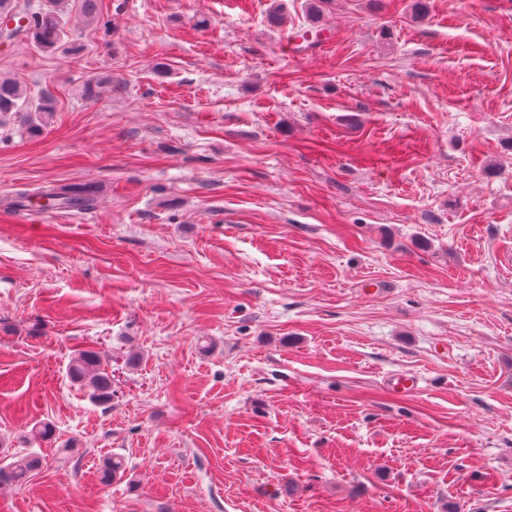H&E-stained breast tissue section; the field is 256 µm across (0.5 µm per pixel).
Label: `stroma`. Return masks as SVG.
<instances>
[{
	"instance_id": "stroma-1",
	"label": "stroma",
	"mask_w": 512,
	"mask_h": 512,
	"mask_svg": "<svg viewBox=\"0 0 512 512\" xmlns=\"http://www.w3.org/2000/svg\"><path fill=\"white\" fill-rule=\"evenodd\" d=\"M411 3L331 0L302 53L306 0L0 44L56 103L0 129V459L46 458L0 512H512V0ZM66 183L96 207L11 206ZM87 347L138 358L105 408ZM68 374L71 380L87 390L96 404L105 406L112 402L115 392L112 367L100 351L81 350L70 362Z\"/></svg>"
}]
</instances>
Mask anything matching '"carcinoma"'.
Segmentation results:
<instances>
[{
    "instance_id": "obj_1",
    "label": "carcinoma",
    "mask_w": 512,
    "mask_h": 512,
    "mask_svg": "<svg viewBox=\"0 0 512 512\" xmlns=\"http://www.w3.org/2000/svg\"><path fill=\"white\" fill-rule=\"evenodd\" d=\"M74 10L86 22L97 23L101 19L100 0H42L36 9L30 8L23 0H0V19L4 21L20 15L26 18L27 24L22 31L29 44L41 53H55L62 49L74 56L84 51L82 44L65 40L69 17ZM110 86V75L89 80L83 86V97L94 102L100 98L103 89ZM54 111V100L51 97L34 99L19 81L0 75V127L4 126L6 118L21 115L25 118L28 132L36 136L43 130L44 117ZM34 198L70 211L90 210L96 202L95 195L87 186L59 185L33 194L20 193L11 206L27 207ZM68 374L71 380L87 390L90 399L96 404L105 406L112 402L115 392L112 367L101 352L92 349L80 351L70 362ZM42 464L43 459L39 454L30 453L1 466L0 482L23 483ZM125 470L126 464L122 457L110 456L101 465V481L110 483Z\"/></svg>"
}]
</instances>
